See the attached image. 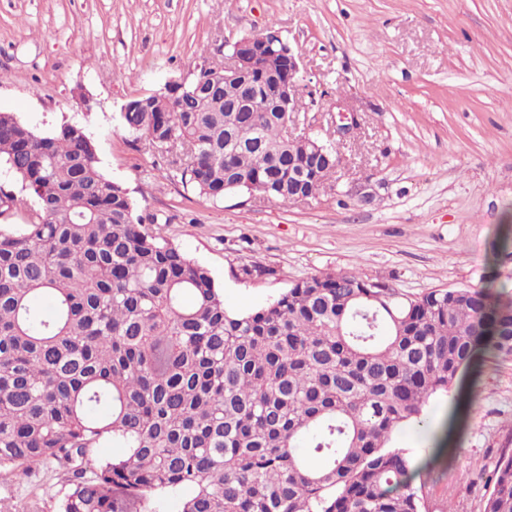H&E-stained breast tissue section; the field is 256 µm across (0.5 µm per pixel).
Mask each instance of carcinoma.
Returning <instances> with one entry per match:
<instances>
[{"mask_svg": "<svg viewBox=\"0 0 512 512\" xmlns=\"http://www.w3.org/2000/svg\"><path fill=\"white\" fill-rule=\"evenodd\" d=\"M259 102L282 95L257 85ZM125 129L180 150L211 199L255 188L298 203L336 177L338 149L290 135L284 112H240L224 71L127 102ZM0 470L55 465L58 512H423L416 459L387 446L431 396L512 356V291L403 297L356 272L226 309L210 270L161 237L104 173L84 127L39 133L0 112ZM123 449L88 471L105 443ZM484 512H512V454Z\"/></svg>", "mask_w": 512, "mask_h": 512, "instance_id": "obj_1", "label": "carcinoma"}]
</instances>
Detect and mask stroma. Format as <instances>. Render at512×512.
I'll list each match as a JSON object with an SVG mask.
<instances>
[{
    "label": "stroma",
    "instance_id": "obj_1",
    "mask_svg": "<svg viewBox=\"0 0 512 512\" xmlns=\"http://www.w3.org/2000/svg\"><path fill=\"white\" fill-rule=\"evenodd\" d=\"M278 30L298 56V128L338 145L333 190L283 206L183 185L166 154L123 127L122 107L224 60L225 41ZM0 112L40 130L85 125L105 174L247 312L296 281L356 272L417 297L512 286V0H0ZM358 130L339 139L340 113ZM250 275H243V268ZM433 398L390 444L424 465L426 512H484L512 453V357L489 360L436 453ZM61 469L0 471L6 512H57Z\"/></svg>",
    "mask_w": 512,
    "mask_h": 512
}]
</instances>
